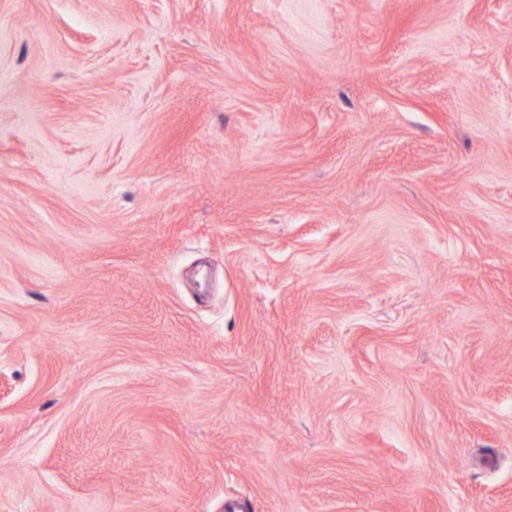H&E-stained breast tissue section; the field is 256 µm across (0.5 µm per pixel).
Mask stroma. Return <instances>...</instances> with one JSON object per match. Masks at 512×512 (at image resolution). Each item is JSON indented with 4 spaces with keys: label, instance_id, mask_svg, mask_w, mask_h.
<instances>
[{
    "label": "stroma",
    "instance_id": "35a3bbf8",
    "mask_svg": "<svg viewBox=\"0 0 512 512\" xmlns=\"http://www.w3.org/2000/svg\"><path fill=\"white\" fill-rule=\"evenodd\" d=\"M0 512H512V0H0Z\"/></svg>",
    "mask_w": 512,
    "mask_h": 512
}]
</instances>
